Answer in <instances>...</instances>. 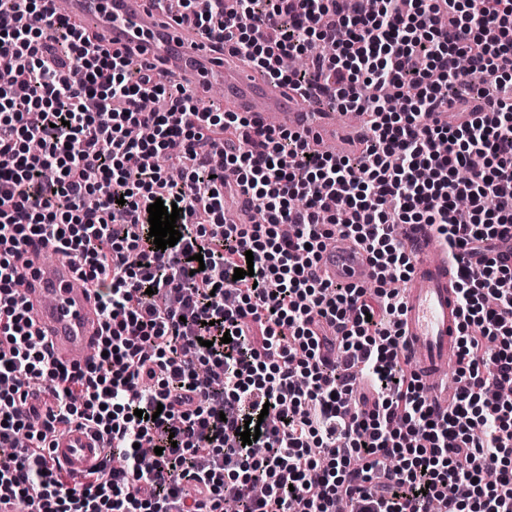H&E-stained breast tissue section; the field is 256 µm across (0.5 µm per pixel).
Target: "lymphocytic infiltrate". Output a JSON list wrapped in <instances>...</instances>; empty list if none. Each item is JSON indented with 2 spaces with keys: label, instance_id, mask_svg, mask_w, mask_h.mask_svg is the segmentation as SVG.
Returning a JSON list of instances; mask_svg holds the SVG:
<instances>
[{
  "label": "lymphocytic infiltrate",
  "instance_id": "f902f5d3",
  "mask_svg": "<svg viewBox=\"0 0 512 512\" xmlns=\"http://www.w3.org/2000/svg\"><path fill=\"white\" fill-rule=\"evenodd\" d=\"M43 0H0V499L28 512H512V0H184L201 39L231 45L303 99L366 114L358 154L254 128L160 84L132 52ZM324 47L311 67L285 55ZM492 70L494 87L473 82ZM164 96L168 109L144 100ZM461 122H442L451 108ZM151 129L149 140L128 135ZM223 154V167L211 158ZM189 161L175 181L154 162ZM262 223L224 221L226 191ZM180 207L158 249L147 208ZM399 224L435 226L457 273L458 391L442 410L398 326L413 263ZM356 241L373 287L322 278L332 235ZM42 243L100 297L97 352L52 357L17 285ZM202 261H195V254ZM253 275L234 279L235 269ZM230 343H223V335ZM261 418L255 445L239 433ZM92 428L84 481L49 467L55 434Z\"/></svg>",
  "mask_w": 512,
  "mask_h": 512
}]
</instances>
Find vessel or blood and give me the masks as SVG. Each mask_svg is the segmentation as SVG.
<instances>
[{"label": "vessel or blood", "instance_id": "obj_1", "mask_svg": "<svg viewBox=\"0 0 512 512\" xmlns=\"http://www.w3.org/2000/svg\"><path fill=\"white\" fill-rule=\"evenodd\" d=\"M66 12L82 28L102 32L112 48L135 49L141 62L156 65L158 80L176 79L198 91L223 87L234 111L255 126L305 135L315 147L335 143L339 156L362 146L361 127L338 125L332 112L300 110L286 85L202 40L192 26L162 23L153 0H67ZM400 239L414 264L403 291L407 354L432 402L443 408L454 394L448 365L456 359L460 323L454 266L433 226L404 225ZM26 259L20 291L45 346L61 361L85 363L101 334L96 293L81 287L69 259L47 260L41 245H32ZM319 270L331 281L360 286L369 280L371 265L359 244L340 238L322 252ZM101 456L95 433L74 425L53 438L48 460L80 479Z\"/></svg>", "mask_w": 512, "mask_h": 512}]
</instances>
